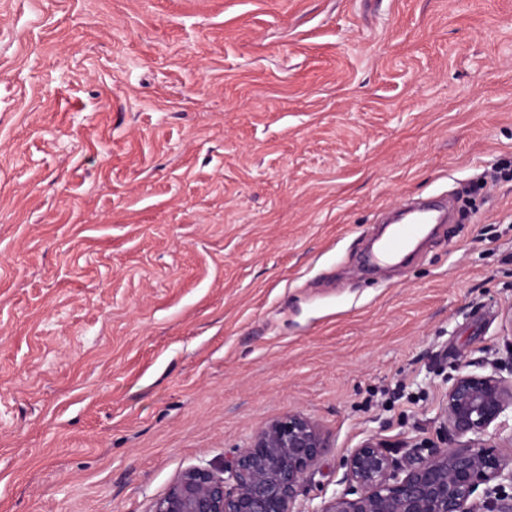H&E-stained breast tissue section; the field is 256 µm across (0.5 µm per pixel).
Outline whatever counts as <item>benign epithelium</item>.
I'll return each instance as SVG.
<instances>
[{"instance_id":"1","label":"benign epithelium","mask_w":512,"mask_h":512,"mask_svg":"<svg viewBox=\"0 0 512 512\" xmlns=\"http://www.w3.org/2000/svg\"><path fill=\"white\" fill-rule=\"evenodd\" d=\"M509 408L512 376L461 369L439 416L443 446L400 467L381 444L365 442L347 458L348 488L319 512H475L481 485L490 512H512V455L485 440ZM331 447L311 418L288 414L259 429L224 470L183 472L152 512H295L306 472Z\"/></svg>"}]
</instances>
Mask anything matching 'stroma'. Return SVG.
<instances>
[{
    "instance_id": "1",
    "label": "stroma",
    "mask_w": 512,
    "mask_h": 512,
    "mask_svg": "<svg viewBox=\"0 0 512 512\" xmlns=\"http://www.w3.org/2000/svg\"><path fill=\"white\" fill-rule=\"evenodd\" d=\"M510 160L512 0H0V512H151L291 412L297 512L427 455L512 368ZM413 213L416 215L410 219L412 222L402 225L387 242L384 249L386 253L394 254L405 249L419 235L424 224L437 221V217L429 207L422 206Z\"/></svg>"
}]
</instances>
